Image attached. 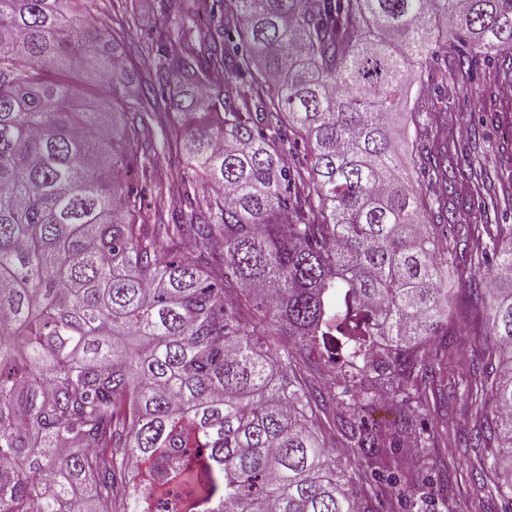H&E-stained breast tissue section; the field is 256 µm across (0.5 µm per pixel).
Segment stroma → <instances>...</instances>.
I'll return each mask as SVG.
<instances>
[{
  "instance_id": "1",
  "label": "stroma",
  "mask_w": 512,
  "mask_h": 512,
  "mask_svg": "<svg viewBox=\"0 0 512 512\" xmlns=\"http://www.w3.org/2000/svg\"><path fill=\"white\" fill-rule=\"evenodd\" d=\"M164 25L172 32L167 51L179 50L181 42L176 21L166 20L155 2L149 9L138 10L124 53L140 84L147 85L155 79L156 58L150 48L156 29ZM508 84H512V57L503 53L473 80L457 82L458 96L448 116L449 136L459 139L465 147L461 162L472 163L480 176L478 185L459 184L456 214L460 217L473 215V194L482 191L483 195L497 202L496 207L482 214L480 221L484 224H512V96L501 92ZM153 141L156 190L147 193L145 202L153 204L159 197L166 209L179 212L184 207L180 174L186 161L175 145L167 119H160L156 125ZM485 329V314L472 307L450 330L448 340L454 351L448 359L449 382L481 371ZM340 415V407L330 405L318 411L314 422L327 447L332 449L337 466L352 467V487L366 512H409L408 499L419 498L429 491L428 485L422 482L423 475L441 469L448 472V484L437 512H503L501 500L487 496L478 479L488 449L464 448L453 439L454 434L471 430L491 416L490 411L476 410L462 392H449L447 410L434 420L435 425L448 430L449 439L438 440L426 448L398 449V456L411 470L410 479L400 494L376 485L366 465L350 466L351 443L340 427Z\"/></svg>"
}]
</instances>
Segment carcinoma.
Segmentation results:
<instances>
[{"label":"carcinoma","instance_id":"1","mask_svg":"<svg viewBox=\"0 0 512 512\" xmlns=\"http://www.w3.org/2000/svg\"><path fill=\"white\" fill-rule=\"evenodd\" d=\"M195 0H160L186 21ZM94 0H0V512H362L313 427L323 394L294 384L303 352L350 389L375 379L405 411L341 429L390 490L396 449L448 432L413 419L438 396L462 262L491 269L485 367L468 395L492 408L478 448L512 447V224H450L448 112L388 118L413 67L448 86L512 48V0H214L207 26L157 39L160 97L84 98L70 76L129 80L131 12L88 24ZM216 72L224 82L213 83ZM171 109L187 157L189 224L124 191ZM299 138L308 167L284 154ZM208 182L201 195L196 181ZM189 240L199 254L182 257ZM256 310L253 323L244 313ZM280 323L286 345H256ZM481 474L512 512V469Z\"/></svg>","mask_w":512,"mask_h":512}]
</instances>
